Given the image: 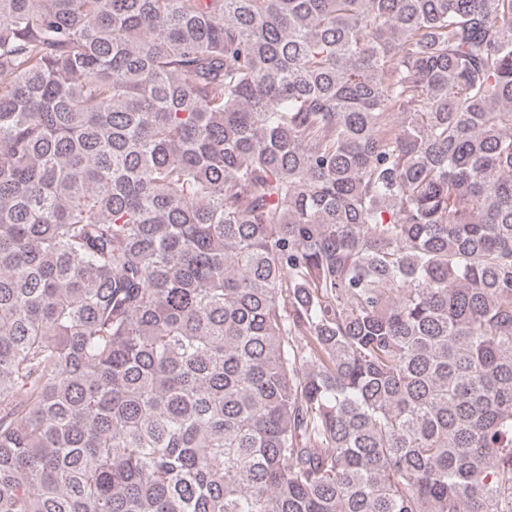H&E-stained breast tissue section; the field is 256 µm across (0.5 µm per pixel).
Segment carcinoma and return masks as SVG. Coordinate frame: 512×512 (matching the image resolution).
I'll return each instance as SVG.
<instances>
[{
	"mask_svg": "<svg viewBox=\"0 0 512 512\" xmlns=\"http://www.w3.org/2000/svg\"><path fill=\"white\" fill-rule=\"evenodd\" d=\"M0 512H512V0H0Z\"/></svg>",
	"mask_w": 512,
	"mask_h": 512,
	"instance_id": "cac0c4a2",
	"label": "carcinoma"
}]
</instances>
